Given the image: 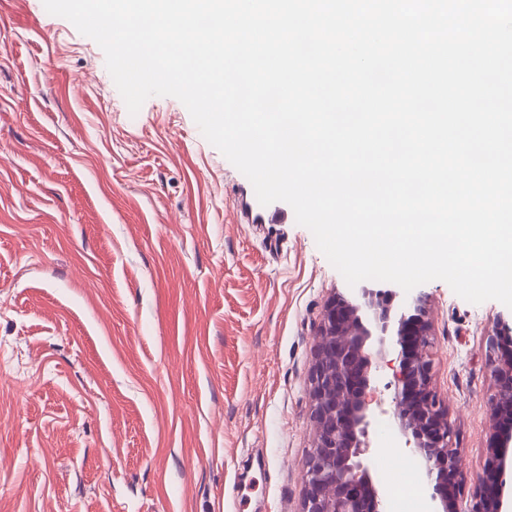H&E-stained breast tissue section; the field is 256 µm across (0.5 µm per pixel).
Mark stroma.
<instances>
[{
	"instance_id": "35a3bbf8",
	"label": "stroma",
	"mask_w": 512,
	"mask_h": 512,
	"mask_svg": "<svg viewBox=\"0 0 512 512\" xmlns=\"http://www.w3.org/2000/svg\"><path fill=\"white\" fill-rule=\"evenodd\" d=\"M41 0H0V512H298L326 300L355 293L186 107L137 115L99 45ZM423 296L435 383L485 475L486 342L512 309L441 280ZM380 474L392 371L374 373Z\"/></svg>"
}]
</instances>
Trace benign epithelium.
Wrapping results in <instances>:
<instances>
[{
  "instance_id": "1",
  "label": "benign epithelium",
  "mask_w": 512,
  "mask_h": 512,
  "mask_svg": "<svg viewBox=\"0 0 512 512\" xmlns=\"http://www.w3.org/2000/svg\"><path fill=\"white\" fill-rule=\"evenodd\" d=\"M512 327L496 328L487 340L486 366L494 383L488 401L491 435L486 479L492 497L479 490L461 499L465 476L454 444L448 405L434 383L433 324L425 302L406 307L363 287L349 299L333 295L316 330L310 370L313 446L302 464L304 493L299 512H388L389 494L368 468L373 419V369L398 350L392 417L396 441L427 479V512H502L512 508Z\"/></svg>"
}]
</instances>
